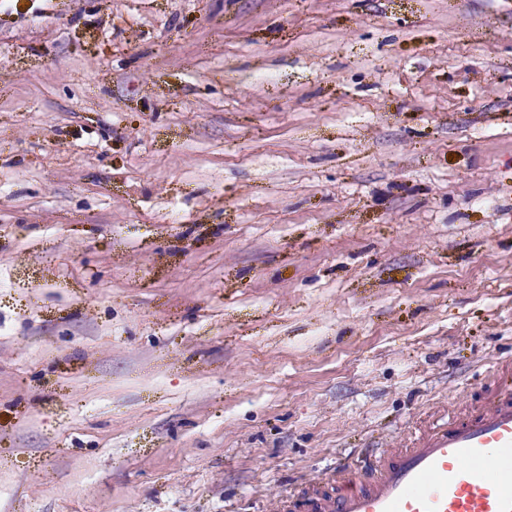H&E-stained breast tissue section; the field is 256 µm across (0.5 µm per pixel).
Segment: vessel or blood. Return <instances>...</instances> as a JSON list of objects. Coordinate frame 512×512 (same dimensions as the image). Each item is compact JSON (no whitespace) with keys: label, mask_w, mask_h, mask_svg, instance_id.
<instances>
[{"label":"vessel or blood","mask_w":512,"mask_h":512,"mask_svg":"<svg viewBox=\"0 0 512 512\" xmlns=\"http://www.w3.org/2000/svg\"><path fill=\"white\" fill-rule=\"evenodd\" d=\"M495 392L448 411L405 447L378 449L314 479L289 512H512V365L494 368Z\"/></svg>","instance_id":"b4317fda"}]
</instances>
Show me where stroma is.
Masks as SVG:
<instances>
[{"label": "stroma", "mask_w": 512, "mask_h": 512, "mask_svg": "<svg viewBox=\"0 0 512 512\" xmlns=\"http://www.w3.org/2000/svg\"><path fill=\"white\" fill-rule=\"evenodd\" d=\"M500 358L512 0H0V512H277Z\"/></svg>", "instance_id": "1"}]
</instances>
